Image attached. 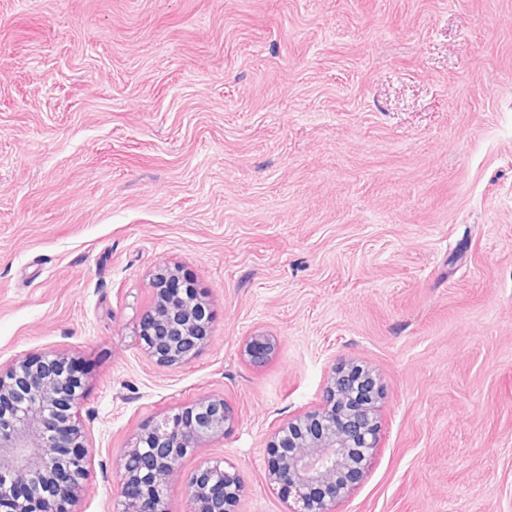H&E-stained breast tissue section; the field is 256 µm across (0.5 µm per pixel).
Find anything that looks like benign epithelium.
<instances>
[{
  "instance_id": "obj_1",
  "label": "benign epithelium",
  "mask_w": 512,
  "mask_h": 512,
  "mask_svg": "<svg viewBox=\"0 0 512 512\" xmlns=\"http://www.w3.org/2000/svg\"><path fill=\"white\" fill-rule=\"evenodd\" d=\"M153 298L135 331L139 348L157 364L195 358L213 332L209 304L179 267L152 274ZM274 349L269 336H252L243 354L261 363ZM75 360L63 353L20 357L0 366V512H75L90 453L72 409L84 390ZM373 373L355 364L327 378L321 407L288 420L267 448L266 481L284 494L287 512H334L363 476L378 447ZM234 417L224 399L203 397L135 433L119 459L114 512H166L165 496L181 476L180 460L224 439ZM189 512H236L238 471L224 460L185 477Z\"/></svg>"
}]
</instances>
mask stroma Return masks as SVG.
I'll return each mask as SVG.
<instances>
[{
  "label": "stroma",
  "mask_w": 512,
  "mask_h": 512,
  "mask_svg": "<svg viewBox=\"0 0 512 512\" xmlns=\"http://www.w3.org/2000/svg\"><path fill=\"white\" fill-rule=\"evenodd\" d=\"M180 265L189 363L134 328ZM276 348L254 364L255 335ZM86 368L79 512L156 416L224 398L237 512H287L266 444L334 365L380 379L336 512H512V0H0V365ZM153 298L135 331L139 348L157 364L174 367L195 358L213 332L209 304L178 266L156 268Z\"/></svg>",
  "instance_id": "1"
}]
</instances>
